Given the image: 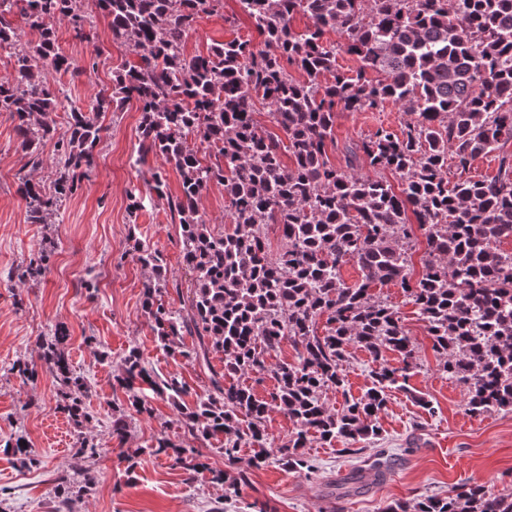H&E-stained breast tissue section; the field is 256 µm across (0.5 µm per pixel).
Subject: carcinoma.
<instances>
[{
	"label": "carcinoma",
	"mask_w": 512,
	"mask_h": 512,
	"mask_svg": "<svg viewBox=\"0 0 512 512\" xmlns=\"http://www.w3.org/2000/svg\"><path fill=\"white\" fill-rule=\"evenodd\" d=\"M238 2L262 45L234 38L189 56L185 46L198 19L224 11V0H97L112 42L134 60L117 67L112 85L83 108L45 75L95 70L100 49L76 66L56 35L64 23L74 38L90 40L83 0H0V50L12 68L0 77V112L16 122L17 149L30 170L42 168L47 143L57 160L47 188L20 178L29 223L50 224L60 214L94 167L106 130L102 118L131 103L141 112L139 158L152 154L181 179L175 197L159 172L145 193L130 195L134 212L145 195L166 199L192 274L188 306L173 307L169 289L179 284L163 253L137 244L146 270L142 312L160 349L206 367L210 355L221 354L224 370H210L206 394L189 406L186 383L148 369L131 348L115 376L126 405L116 410L111 437L123 441L128 418L150 412L148 389L174 407L182 434L161 433L148 449L123 454L167 455L192 479L209 469L193 442L221 439L218 452L228 465L246 446L257 449V469L308 470L301 449L311 439L349 445L378 438L376 415L387 390L405 387L418 368L417 345L399 311L373 293L392 282L424 322L443 357L442 372L464 386L467 410L512 411V251L500 248L512 241V152L503 151L512 142V0ZM17 12L36 39L22 42L12 22ZM297 14L311 19L302 32L292 26ZM330 31L339 40H328ZM342 50L363 62L356 74L336 69ZM290 65L305 78L293 77ZM388 101L410 116L400 131L380 126L345 147V167L331 164L336 114L380 111ZM259 104L286 139L263 130ZM494 152L496 176L468 175L476 157ZM362 158L375 172L396 174L398 186L359 172ZM213 184L224 187L225 230L209 224L198 206ZM271 225L282 239L275 254L268 250ZM418 230L425 249L414 280ZM51 254L44 248L30 257L18 279L44 280ZM350 260L361 271L353 285L341 277ZM185 335L197 338L195 347L184 346ZM67 339L66 329H52L41 338L39 362H20L14 371L24 384L41 373L51 378L62 397L58 409L75 428L73 456L81 459L101 448L87 433L90 387L69 362ZM285 342L295 360L269 366L266 355ZM355 345L371 358L370 386L333 413L321 395L329 388L345 392L343 365ZM387 351L402 365L391 366ZM248 373L271 375L269 399L225 383ZM272 408L297 426L274 451L266 431ZM0 447L24 466L39 463L21 436ZM385 512H512V495L460 483L444 497H422L411 511L398 502Z\"/></svg>",
	"instance_id": "1"
}]
</instances>
